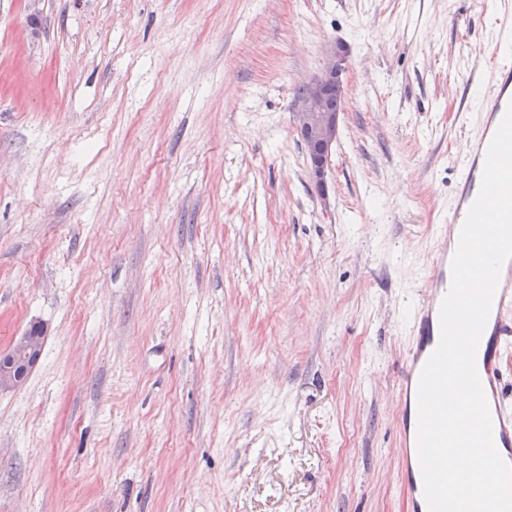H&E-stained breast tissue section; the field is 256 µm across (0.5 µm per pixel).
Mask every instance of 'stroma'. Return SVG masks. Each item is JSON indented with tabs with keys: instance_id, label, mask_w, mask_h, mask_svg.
I'll return each instance as SVG.
<instances>
[{
	"instance_id": "obj_1",
	"label": "stroma",
	"mask_w": 512,
	"mask_h": 512,
	"mask_svg": "<svg viewBox=\"0 0 512 512\" xmlns=\"http://www.w3.org/2000/svg\"><path fill=\"white\" fill-rule=\"evenodd\" d=\"M507 40L492 0H0V351L45 329L0 512H408L401 366ZM348 58L347 48L339 44L334 47L317 75L308 82L299 97L300 108L296 112V132L308 158V175L322 195L327 190L326 173L336 146L342 110L338 91L343 85Z\"/></svg>"
}]
</instances>
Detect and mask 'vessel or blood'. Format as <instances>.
<instances>
[{
    "label": "vessel or blood",
    "mask_w": 512,
    "mask_h": 512,
    "mask_svg": "<svg viewBox=\"0 0 512 512\" xmlns=\"http://www.w3.org/2000/svg\"><path fill=\"white\" fill-rule=\"evenodd\" d=\"M492 77V97L482 114L481 131L465 149L467 171L462 177L446 231L436 234L427 294L416 317V336L408 351L399 390L400 456L403 485L410 500V512H428L418 457V383L421 369L439 344L440 303L448 291L452 259L459 243L461 227L478 196L488 145L508 104L512 103V63L491 57L487 67ZM512 311V260L504 264L490 315L480 338L476 367L485 391L493 421L497 449L512 455V409H507L501 387V368L512 351V325L506 315Z\"/></svg>",
    "instance_id": "1"
}]
</instances>
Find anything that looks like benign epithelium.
I'll use <instances>...</instances> for the list:
<instances>
[{
    "instance_id": "7a95c632",
    "label": "benign epithelium",
    "mask_w": 512,
    "mask_h": 512,
    "mask_svg": "<svg viewBox=\"0 0 512 512\" xmlns=\"http://www.w3.org/2000/svg\"><path fill=\"white\" fill-rule=\"evenodd\" d=\"M348 58L347 48L334 47L317 75L308 82L299 97L296 132L308 158V175L320 193L327 190L326 173L336 146L341 122V109L325 105L327 92L343 85ZM44 332L31 325L19 336L11 350L0 354V390L22 386L42 355Z\"/></svg>"
}]
</instances>
